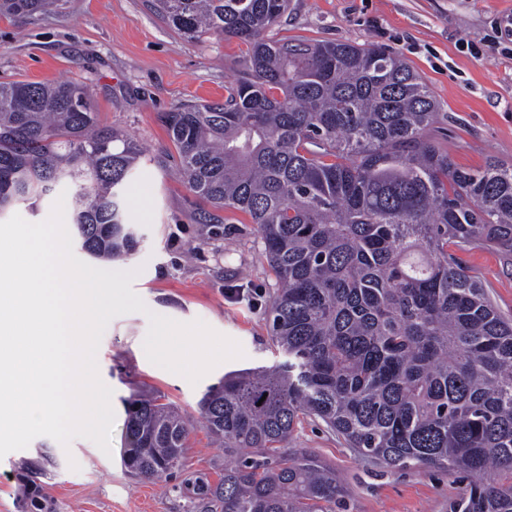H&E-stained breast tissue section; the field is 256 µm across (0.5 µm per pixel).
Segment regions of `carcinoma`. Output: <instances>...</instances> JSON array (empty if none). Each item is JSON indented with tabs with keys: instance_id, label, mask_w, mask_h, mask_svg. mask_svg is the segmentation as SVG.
<instances>
[{
	"instance_id": "obj_1",
	"label": "carcinoma",
	"mask_w": 512,
	"mask_h": 512,
	"mask_svg": "<svg viewBox=\"0 0 512 512\" xmlns=\"http://www.w3.org/2000/svg\"><path fill=\"white\" fill-rule=\"evenodd\" d=\"M53 0H0V16ZM183 36L249 46L222 102L160 114L180 174L214 212L248 215L276 288L270 335L288 363L232 372L199 401L222 447L217 471L177 485L187 512H348L336 471L291 446L320 420L376 464L455 470L474 481L448 512H512V320L464 255L512 265V164L455 166L430 136L441 119L420 77L374 44L268 38L289 0H150ZM142 154L102 124L84 86L0 84V215L73 187L81 250L127 259L141 245L120 190ZM123 466L185 472L188 423L169 403L127 407ZM24 512H52L41 461L23 463Z\"/></svg>"
}]
</instances>
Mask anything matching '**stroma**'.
Returning <instances> with one entry per match:
<instances>
[{"mask_svg": "<svg viewBox=\"0 0 512 512\" xmlns=\"http://www.w3.org/2000/svg\"><path fill=\"white\" fill-rule=\"evenodd\" d=\"M512 18V0H290L276 40L374 44L401 55L432 90L446 120L432 130L454 163L477 171L493 159L512 163V44L486 45ZM246 44L205 35L188 39L153 14L145 0H56L33 16L0 18V83L69 79L87 85L100 121L124 131L143 150L124 190L142 243L124 270H137L133 290L147 313L115 317L101 338L98 374L113 391L111 450L86 438L62 446L47 436L0 458V512H19V465L50 452L57 462L43 484L53 512H186V501L127 472L126 402L148 394L170 402L194 426L186 471L224 458L198 426V403L225 374L284 359L267 323L275 280L247 215L204 223L207 204L164 160L173 145L159 113L191 102L223 100L246 58ZM466 260L500 312L512 316V266L491 249ZM247 293L245 300L232 289ZM204 321L239 342L243 357L224 361L198 383L151 363L143 342L149 313ZM347 486L349 512H448L469 479L452 470L391 469L369 462L324 425L307 421L294 435Z\"/></svg>", "mask_w": 512, "mask_h": 512, "instance_id": "obj_1", "label": "stroma"}]
</instances>
